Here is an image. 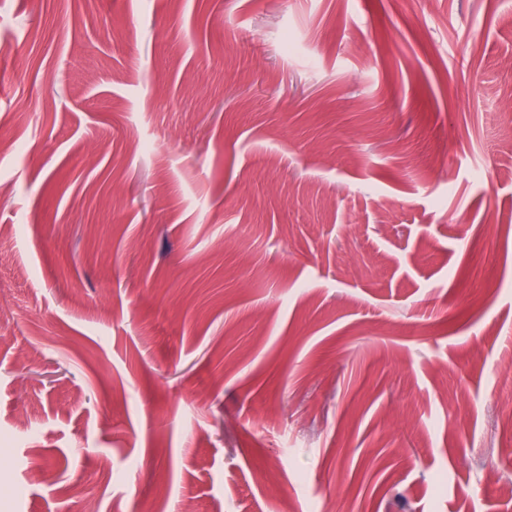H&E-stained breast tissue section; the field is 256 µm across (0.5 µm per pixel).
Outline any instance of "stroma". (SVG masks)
<instances>
[{
  "label": "stroma",
  "instance_id": "35a3bbf8",
  "mask_svg": "<svg viewBox=\"0 0 512 512\" xmlns=\"http://www.w3.org/2000/svg\"><path fill=\"white\" fill-rule=\"evenodd\" d=\"M0 87V512H512V0H0Z\"/></svg>",
  "mask_w": 512,
  "mask_h": 512
}]
</instances>
